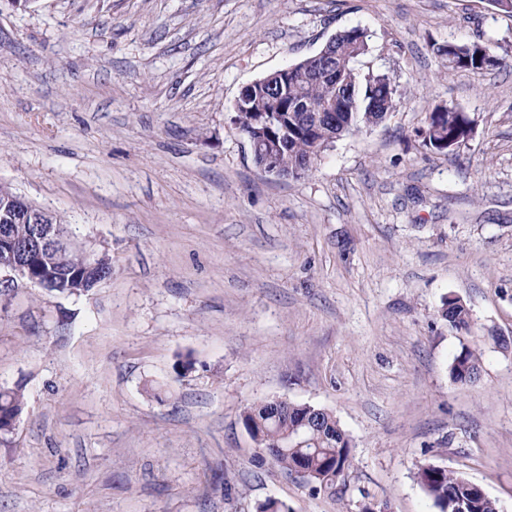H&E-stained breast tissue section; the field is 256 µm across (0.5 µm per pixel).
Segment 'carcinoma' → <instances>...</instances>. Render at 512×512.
I'll use <instances>...</instances> for the list:
<instances>
[{
    "label": "carcinoma",
    "instance_id": "carcinoma-1",
    "mask_svg": "<svg viewBox=\"0 0 512 512\" xmlns=\"http://www.w3.org/2000/svg\"><path fill=\"white\" fill-rule=\"evenodd\" d=\"M433 54L448 71H491L502 65L490 46L481 41L466 43H430ZM369 50V32L355 26L336 33L333 42L321 51L290 66L293 77L288 81V101L278 99V80L271 79L255 86L252 94L233 106L236 126L245 137H257L262 132L257 118L261 112L280 113L283 105L302 102L314 108H325L324 119L314 121L313 112L288 113V137L275 157L279 170L296 177V172L312 165L320 154L340 137L383 124L395 111L399 100L397 88L385 73L364 74L355 67L357 59ZM331 64L334 74H320L325 64ZM471 120L454 106L440 104L426 113L423 124L414 129L421 145L433 152L453 151L469 140ZM62 242L58 249L56 273L48 279L46 289L74 296L67 276L82 272L84 253L68 242L64 225L56 216ZM441 317L458 331L470 327V310L459 298L442 300ZM482 369V351L477 346L462 345L450 368L455 383L475 382ZM20 388L0 385V438L12 433L10 422L24 411ZM310 426L300 436H293L302 420ZM243 421L253 425V441L260 448L259 459L292 473L308 472L305 480L312 490L330 489L351 466V441L336 416L324 408L285 403L276 409L253 405L243 415ZM417 479L439 512H498L497 503L472 482L462 471H448L433 464H423Z\"/></svg>",
    "mask_w": 512,
    "mask_h": 512
}]
</instances>
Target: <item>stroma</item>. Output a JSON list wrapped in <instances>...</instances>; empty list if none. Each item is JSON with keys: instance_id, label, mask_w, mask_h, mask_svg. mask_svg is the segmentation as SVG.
I'll use <instances>...</instances> for the list:
<instances>
[{"instance_id": "stroma-1", "label": "stroma", "mask_w": 512, "mask_h": 512, "mask_svg": "<svg viewBox=\"0 0 512 512\" xmlns=\"http://www.w3.org/2000/svg\"><path fill=\"white\" fill-rule=\"evenodd\" d=\"M356 25L397 110L302 178L264 172L234 99ZM432 39L504 64L445 71ZM439 103L476 123L449 153L409 139ZM0 182L112 263L79 296L0 291L25 399L0 512H438L428 462L512 512V17L488 0H0ZM466 343L482 371L456 384ZM273 399L336 415L335 488L258 465L242 414ZM441 317L457 331H468L470 327V310L459 298L446 296L442 300Z\"/></svg>"}]
</instances>
